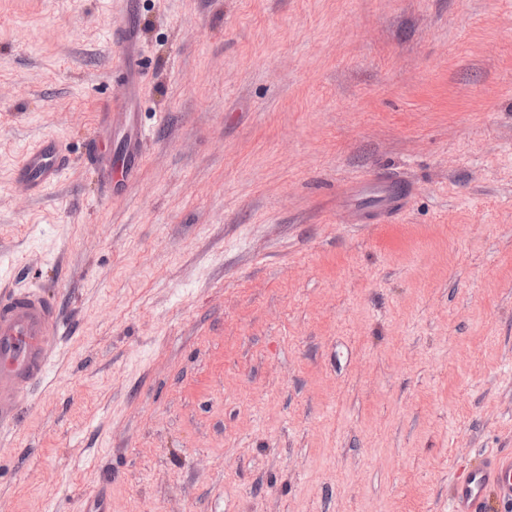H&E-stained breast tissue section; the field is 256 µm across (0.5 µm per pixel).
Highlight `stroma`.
<instances>
[{
    "label": "stroma",
    "mask_w": 512,
    "mask_h": 512,
    "mask_svg": "<svg viewBox=\"0 0 512 512\" xmlns=\"http://www.w3.org/2000/svg\"><path fill=\"white\" fill-rule=\"evenodd\" d=\"M4 287L66 327L0 512H448L512 448V0H0ZM110 112H103L100 128L105 130L106 135L93 143L89 151V159L98 173V177L103 186H112L113 182L123 181L129 172V165L137 157L140 151V138L130 136L126 143V159L120 168L112 167V163L105 159L106 152L111 147L112 126L115 122V115ZM67 167V157L51 142L44 141L25 154L19 176L29 188L45 189L58 182ZM356 193L369 194L377 200L375 213L369 211H353L351 223L376 224L377 216H394L403 208L406 194V182L403 178L385 176H367L352 183Z\"/></svg>",
    "instance_id": "obj_1"
}]
</instances>
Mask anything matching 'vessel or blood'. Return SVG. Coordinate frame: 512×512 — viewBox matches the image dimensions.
I'll use <instances>...</instances> for the list:
<instances>
[{
  "mask_svg": "<svg viewBox=\"0 0 512 512\" xmlns=\"http://www.w3.org/2000/svg\"><path fill=\"white\" fill-rule=\"evenodd\" d=\"M109 138L93 143L89 159L102 185L126 178L128 164L140 150L139 137H129L124 166L115 168L105 155ZM68 167V159L48 141L28 151L19 176L33 189H45L58 182ZM355 192L373 196L374 211H355V224H373L378 217L393 216L403 208L406 182L385 175L368 176L353 182ZM63 325L57 304L46 294L13 288L0 290V430L14 427L27 393L50 373L53 350ZM512 505V450L472 451L461 478L448 492V512H491L493 505Z\"/></svg>",
  "mask_w": 512,
  "mask_h": 512,
  "instance_id": "vessel-or-blood-1",
  "label": "vessel or blood"
}]
</instances>
